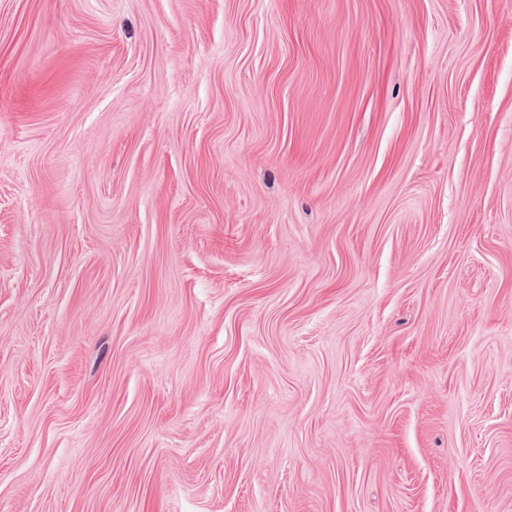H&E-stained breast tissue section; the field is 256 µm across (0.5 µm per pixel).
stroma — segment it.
<instances>
[{
  "label": "stroma",
  "mask_w": 512,
  "mask_h": 512,
  "mask_svg": "<svg viewBox=\"0 0 512 512\" xmlns=\"http://www.w3.org/2000/svg\"><path fill=\"white\" fill-rule=\"evenodd\" d=\"M0 512H512V0H0Z\"/></svg>",
  "instance_id": "1"
}]
</instances>
